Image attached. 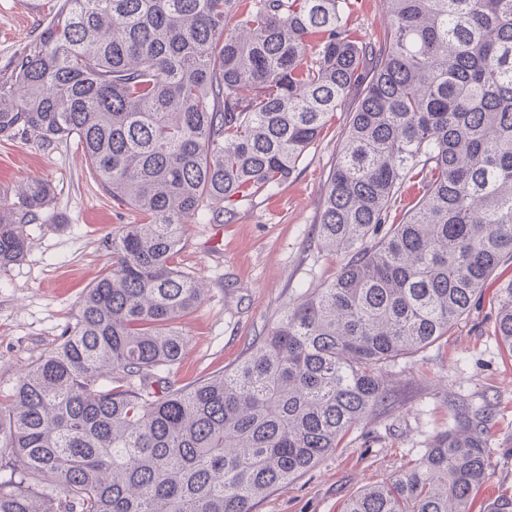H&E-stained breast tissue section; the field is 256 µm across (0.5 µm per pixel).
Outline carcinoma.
Returning <instances> with one entry per match:
<instances>
[{
	"label": "carcinoma",
	"mask_w": 512,
	"mask_h": 512,
	"mask_svg": "<svg viewBox=\"0 0 512 512\" xmlns=\"http://www.w3.org/2000/svg\"><path fill=\"white\" fill-rule=\"evenodd\" d=\"M64 0L0 77V138L74 141L139 213L62 342L0 397V512H252L387 397L383 367L448 335L512 260V0ZM349 124L318 241L347 262L233 368L180 386L179 322L204 290L173 258L216 213L291 179ZM52 184L0 196V270ZM494 335L512 351V286ZM484 411L342 512H470ZM382 0H351L349 22L357 28L365 39H374L379 35L385 23V10Z\"/></svg>",
	"instance_id": "carcinoma-1"
}]
</instances>
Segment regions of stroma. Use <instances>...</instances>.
<instances>
[{"label":"stroma","mask_w":512,"mask_h":512,"mask_svg":"<svg viewBox=\"0 0 512 512\" xmlns=\"http://www.w3.org/2000/svg\"><path fill=\"white\" fill-rule=\"evenodd\" d=\"M61 3L0 0V74ZM348 120V113H337L294 177L272 193L237 201L227 214L204 212L188 224L174 262L206 292L180 322L190 346L173 370L179 384L233 367L293 299L331 281L344 264V256L320 249L317 224ZM30 176L50 180L55 197L42 222L27 226L25 257L0 273V393L60 343L108 261L104 239L140 220L90 178L74 143L46 146L30 135L0 140V194L12 196ZM510 286L512 264L500 266L448 336L389 365L387 406L314 468L256 500L253 512H340L364 486L408 467L463 407L488 413L490 466L474 512H490L497 496L512 494V354L493 334Z\"/></svg>","instance_id":"35a3bbf8"}]
</instances>
